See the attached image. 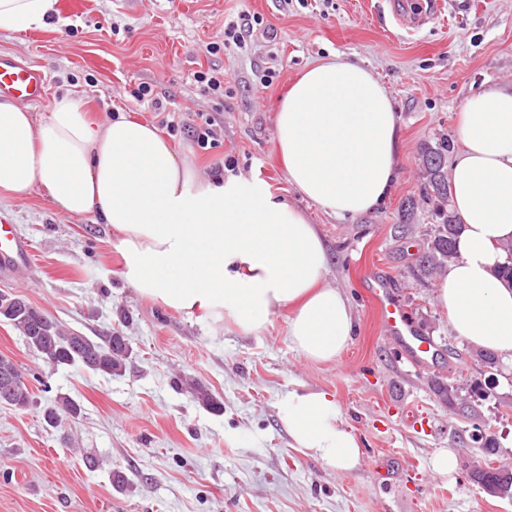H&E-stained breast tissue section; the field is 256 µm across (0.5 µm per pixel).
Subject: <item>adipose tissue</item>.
<instances>
[{
    "label": "adipose tissue",
    "instance_id": "ef3b65f1",
    "mask_svg": "<svg viewBox=\"0 0 512 512\" xmlns=\"http://www.w3.org/2000/svg\"><path fill=\"white\" fill-rule=\"evenodd\" d=\"M51 23H67L58 0H0V31ZM92 110L68 96L41 117L0 102V197L37 193L69 215L95 214L144 298L190 317L223 315L245 332L284 311L299 354L336 360L354 315L326 282L316 225L265 180L200 176L155 126L125 115L99 122ZM274 124L286 180L301 197L335 218L385 203L398 176L399 118L369 68L336 54L306 68ZM458 137L448 179L462 230L434 302L459 340L512 361V288L494 274L512 256V85L468 98ZM282 421L295 447L327 466L358 464L360 443L330 394H289Z\"/></svg>",
    "mask_w": 512,
    "mask_h": 512
}]
</instances>
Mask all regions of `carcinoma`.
<instances>
[{"mask_svg": "<svg viewBox=\"0 0 512 512\" xmlns=\"http://www.w3.org/2000/svg\"><path fill=\"white\" fill-rule=\"evenodd\" d=\"M453 145L448 138L438 139L435 144H426L422 149V162L426 173V194L441 205L448 202V153ZM461 225L454 216L437 225L433 239L415 258L414 271L420 278L431 277L457 256L456 239ZM17 309L10 306L0 309V318L7 320L16 329L25 343L48 363L54 366L79 365L82 368L104 375H119L125 369L130 357V348L123 336H105L95 340L76 330L65 328L49 317H41L38 309ZM13 381L8 390L10 399L7 405L24 410L33 404L34 396L22 380V373L15 365H10ZM474 439L481 444L486 456L495 455L497 439L485 432L479 424H473ZM508 470L490 464L476 466L469 471L472 483L498 484Z\"/></svg>", "mask_w": 512, "mask_h": 512, "instance_id": "obj_1", "label": "carcinoma"}]
</instances>
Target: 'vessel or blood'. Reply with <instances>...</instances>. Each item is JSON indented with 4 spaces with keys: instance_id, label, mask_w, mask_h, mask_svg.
Segmentation results:
<instances>
[{
    "instance_id": "b4317fda",
    "label": "vessel or blood",
    "mask_w": 512,
    "mask_h": 512,
    "mask_svg": "<svg viewBox=\"0 0 512 512\" xmlns=\"http://www.w3.org/2000/svg\"><path fill=\"white\" fill-rule=\"evenodd\" d=\"M47 95V78L42 71L0 56V97L39 102ZM29 244L16 236L8 224H0V264L22 267L30 261ZM370 295L378 306L388 339L402 356L417 365H436L438 354L432 341L408 320L394 286L382 275H373Z\"/></svg>"
}]
</instances>
